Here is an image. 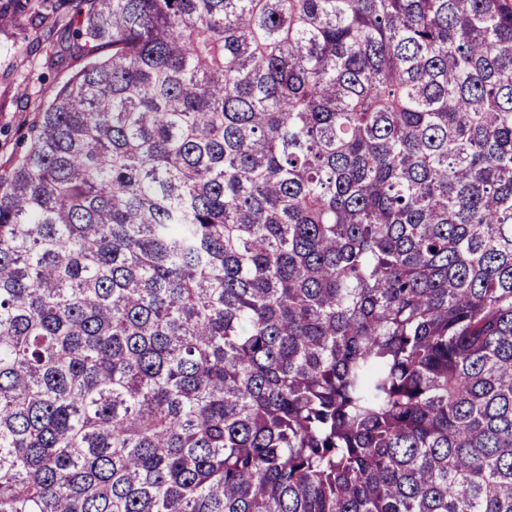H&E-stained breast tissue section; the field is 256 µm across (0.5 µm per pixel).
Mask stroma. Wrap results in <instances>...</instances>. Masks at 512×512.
I'll use <instances>...</instances> for the list:
<instances>
[{"instance_id": "stroma-1", "label": "stroma", "mask_w": 512, "mask_h": 512, "mask_svg": "<svg viewBox=\"0 0 512 512\" xmlns=\"http://www.w3.org/2000/svg\"><path fill=\"white\" fill-rule=\"evenodd\" d=\"M0 20V167H8L20 151V133L47 101L52 82L79 70L84 60L69 43L70 15L45 12L33 22L41 0H25Z\"/></svg>"}]
</instances>
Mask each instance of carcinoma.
<instances>
[{"mask_svg": "<svg viewBox=\"0 0 512 512\" xmlns=\"http://www.w3.org/2000/svg\"><path fill=\"white\" fill-rule=\"evenodd\" d=\"M53 7L0 512H512V0Z\"/></svg>", "mask_w": 512, "mask_h": 512, "instance_id": "1", "label": "carcinoma"}]
</instances>
